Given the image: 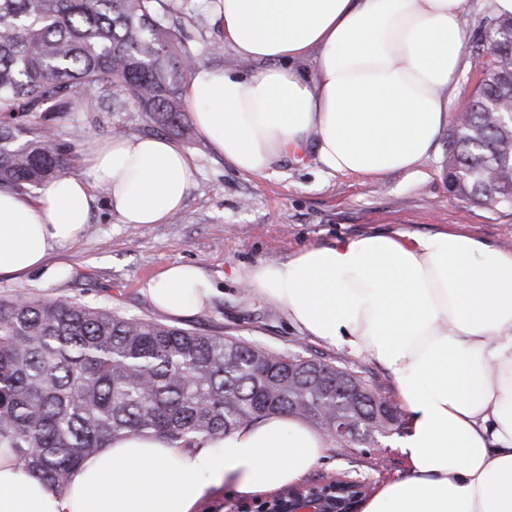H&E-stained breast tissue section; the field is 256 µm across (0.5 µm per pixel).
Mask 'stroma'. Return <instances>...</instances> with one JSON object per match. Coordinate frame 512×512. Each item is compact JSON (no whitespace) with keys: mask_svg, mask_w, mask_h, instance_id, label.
Instances as JSON below:
<instances>
[{"mask_svg":"<svg viewBox=\"0 0 512 512\" xmlns=\"http://www.w3.org/2000/svg\"><path fill=\"white\" fill-rule=\"evenodd\" d=\"M187 5L211 17L203 30L186 22L180 27L199 64L238 68L232 52L222 48L224 34L213 0H188ZM493 13V0H467L461 19L466 62L452 112L468 106L481 79L474 48ZM121 129L132 135L162 133L131 106L124 112L75 113L62 121L59 134L79 157L90 140ZM171 138L195 166V183L176 218L165 224H123L105 207H97L84 237L60 255L65 269L57 279L47 281L36 272L0 277V296L25 294L102 304L123 316L160 320L203 334L221 333L276 353L346 367L394 406L395 383L380 363L307 336L277 305L244 287L242 275L254 265L287 260L302 247L398 229L424 233L456 227L512 249L511 210L469 207L449 193L444 136L421 165L392 173L379 183L328 175L310 157L283 161L265 177L241 173L198 135L189 114L182 131L173 132ZM178 263L200 265L217 289L207 308L184 318L157 309L142 291L147 278ZM405 424V418H398L391 431L368 442L343 446L329 442L323 464L304 477V484L345 473L363 481L368 493H375L406 470L397 449Z\"/></svg>","mask_w":512,"mask_h":512,"instance_id":"1","label":"stroma"}]
</instances>
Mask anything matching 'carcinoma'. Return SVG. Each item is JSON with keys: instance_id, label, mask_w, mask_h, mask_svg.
<instances>
[{"instance_id": "1", "label": "carcinoma", "mask_w": 512, "mask_h": 512, "mask_svg": "<svg viewBox=\"0 0 512 512\" xmlns=\"http://www.w3.org/2000/svg\"><path fill=\"white\" fill-rule=\"evenodd\" d=\"M173 0H0V189L32 193L70 169L57 121L133 104L151 123L183 127V90L197 63L168 19ZM490 54L464 122L448 135V192L512 210V17L492 16ZM366 395L336 388V376ZM383 399L354 372L276 354L233 337L125 317L68 299L0 297V448L64 488L72 470L107 442L161 435L184 448L271 413L336 418L349 441L386 432Z\"/></svg>"}]
</instances>
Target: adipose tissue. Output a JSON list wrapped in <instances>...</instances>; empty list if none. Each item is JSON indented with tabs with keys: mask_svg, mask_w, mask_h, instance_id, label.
Here are the masks:
<instances>
[{
	"mask_svg": "<svg viewBox=\"0 0 512 512\" xmlns=\"http://www.w3.org/2000/svg\"><path fill=\"white\" fill-rule=\"evenodd\" d=\"M466 2L217 0L224 42L251 69L195 66L184 92L194 125L252 176L309 151L331 174L379 182L413 169L448 125ZM82 166L35 197L0 191V277L59 275L50 253L77 243L101 202L124 224L167 223L194 174L190 156L161 136L92 140ZM244 281L308 336L393 377L407 472L363 512H512V251L456 228L375 233L301 248ZM144 287L175 317L214 294L193 264ZM327 441L284 413L189 448L131 435L85 459L63 489L0 448V512H201L224 486L251 497L298 483Z\"/></svg>",
	"mask_w": 512,
	"mask_h": 512,
	"instance_id": "ef3b65f1",
	"label": "adipose tissue"
}]
</instances>
